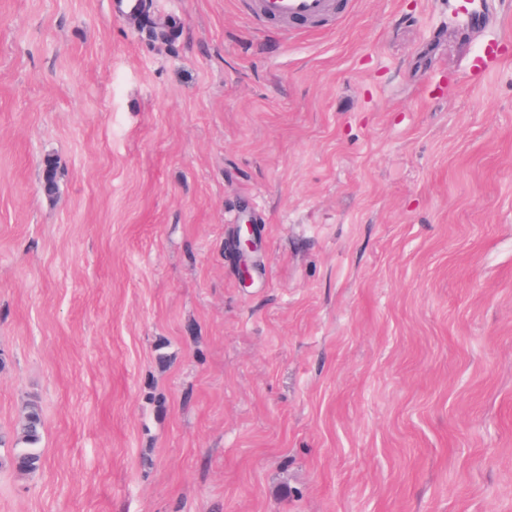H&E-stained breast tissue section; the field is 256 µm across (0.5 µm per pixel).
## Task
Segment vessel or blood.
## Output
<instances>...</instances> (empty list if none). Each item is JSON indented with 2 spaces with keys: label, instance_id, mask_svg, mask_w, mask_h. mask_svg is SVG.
I'll use <instances>...</instances> for the list:
<instances>
[{
  "label": "vessel or blood",
  "instance_id": "b4317fda",
  "mask_svg": "<svg viewBox=\"0 0 512 512\" xmlns=\"http://www.w3.org/2000/svg\"><path fill=\"white\" fill-rule=\"evenodd\" d=\"M250 16L259 24H288L302 22L308 25H327L342 8L341 0H249ZM495 44H485L474 64L473 79H480L498 63Z\"/></svg>",
  "mask_w": 512,
  "mask_h": 512
}]
</instances>
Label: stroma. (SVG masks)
Masks as SVG:
<instances>
[{
    "label": "stroma",
    "instance_id": "obj_1",
    "mask_svg": "<svg viewBox=\"0 0 512 512\" xmlns=\"http://www.w3.org/2000/svg\"><path fill=\"white\" fill-rule=\"evenodd\" d=\"M148 2L0 0V512H512V0ZM250 16L261 25L302 22L327 25L342 9V0H246ZM498 58L499 54L496 45L494 43H486L482 47L480 54L475 59V64L473 66L474 71H472V81H478L484 73L495 68L499 61ZM43 416L40 407L31 404L16 434L17 444H22L13 454L12 463L16 470L31 473L43 466V456L37 445L42 437Z\"/></svg>",
    "mask_w": 512,
    "mask_h": 512
}]
</instances>
